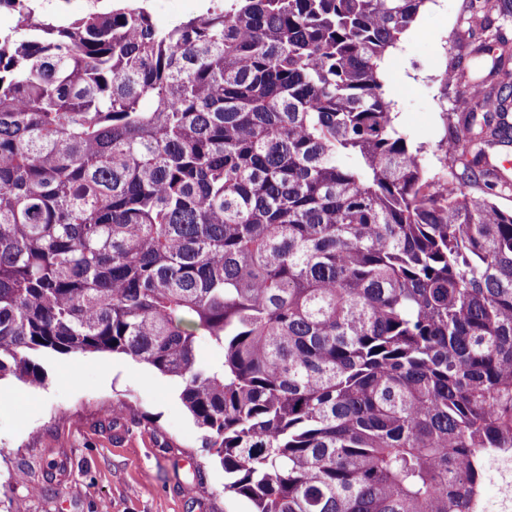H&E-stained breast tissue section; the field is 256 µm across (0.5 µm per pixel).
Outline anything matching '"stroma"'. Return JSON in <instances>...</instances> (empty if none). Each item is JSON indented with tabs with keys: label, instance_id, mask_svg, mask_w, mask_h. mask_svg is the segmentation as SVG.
<instances>
[{
	"label": "stroma",
	"instance_id": "1",
	"mask_svg": "<svg viewBox=\"0 0 512 512\" xmlns=\"http://www.w3.org/2000/svg\"><path fill=\"white\" fill-rule=\"evenodd\" d=\"M468 0H426L383 64L384 92L396 123L423 147L429 174H444L437 145L444 112L463 84L446 88L445 69L464 82L486 80L462 40ZM43 385L7 377L14 394L0 417V512L21 499L26 512H249L224 494V470L202 446L176 380L117 354H55Z\"/></svg>",
	"mask_w": 512,
	"mask_h": 512
}]
</instances>
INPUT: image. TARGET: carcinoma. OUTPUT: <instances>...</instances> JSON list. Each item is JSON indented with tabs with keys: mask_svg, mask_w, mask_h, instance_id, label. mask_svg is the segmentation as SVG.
<instances>
[{
	"mask_svg": "<svg viewBox=\"0 0 512 512\" xmlns=\"http://www.w3.org/2000/svg\"><path fill=\"white\" fill-rule=\"evenodd\" d=\"M209 2L0 0V380L52 353L175 379L251 512H478L512 448V210L462 187L512 97L452 115L440 181L380 79L426 0ZM33 3L42 5L49 12L68 14H79L93 6L90 0H38ZM155 22L161 27H168L183 18L202 12L208 0H149L148 2Z\"/></svg>",
	"mask_w": 512,
	"mask_h": 512,
	"instance_id": "1",
	"label": "carcinoma"
}]
</instances>
